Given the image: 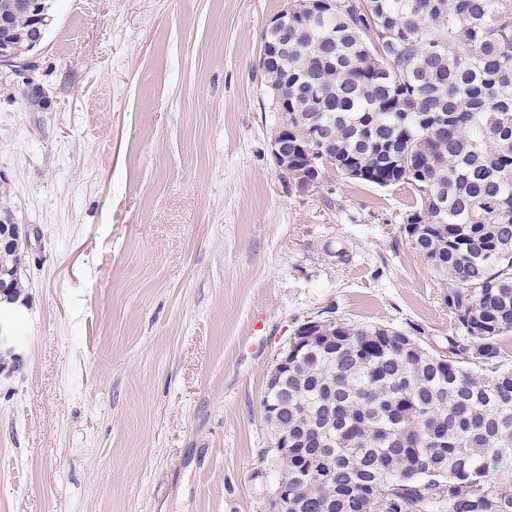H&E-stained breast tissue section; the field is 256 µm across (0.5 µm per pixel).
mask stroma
Segmentation results:
<instances>
[{
	"instance_id": "stroma-1",
	"label": "stroma",
	"mask_w": 512,
	"mask_h": 512,
	"mask_svg": "<svg viewBox=\"0 0 512 512\" xmlns=\"http://www.w3.org/2000/svg\"><path fill=\"white\" fill-rule=\"evenodd\" d=\"M0 70V186L35 237L21 361L0 374V512H261L269 375L334 316L448 350L453 318L404 232L408 188L271 154L259 69L286 0H51ZM35 1H42L43 2V7H44V11L43 13L45 14V20L47 21V24H46V29H47V26L49 25V16H48V8H47V0H35ZM34 0H30L27 2L26 4V9H27V12L30 14L29 18L31 20V22H33L34 24H32V27H31V34H30V43L32 44L31 48L32 49H35L36 47H38L42 40H43V37H44V33H43V15L41 13V10H42V5L41 3H38V2H35ZM39 13V14H37ZM327 324L328 321L321 319L309 320V322L303 328V330L306 332L299 333L297 329L289 343L287 350L283 353V356L276 364L270 379L288 369V359L295 353L296 349L312 345V339L314 336H325V334H328L329 330Z\"/></svg>"
}]
</instances>
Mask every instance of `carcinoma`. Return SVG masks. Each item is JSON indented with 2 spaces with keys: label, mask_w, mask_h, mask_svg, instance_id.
<instances>
[{
  "label": "carcinoma",
  "mask_w": 512,
  "mask_h": 512,
  "mask_svg": "<svg viewBox=\"0 0 512 512\" xmlns=\"http://www.w3.org/2000/svg\"><path fill=\"white\" fill-rule=\"evenodd\" d=\"M0 0L16 49L28 16ZM289 140L329 129L332 172L411 194L403 224L452 282L448 366L355 326L293 359L272 426L308 446L276 478L287 512H512V0H321L288 18ZM28 248L0 242V290Z\"/></svg>",
  "instance_id": "carcinoma-1"
}]
</instances>
